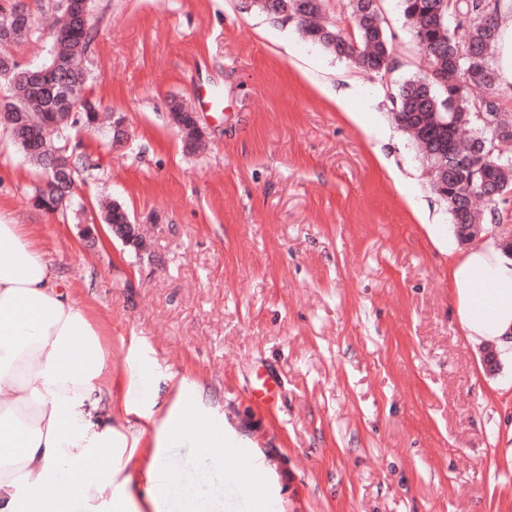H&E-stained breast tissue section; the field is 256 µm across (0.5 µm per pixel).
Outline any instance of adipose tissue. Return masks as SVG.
Returning <instances> with one entry per match:
<instances>
[{
	"instance_id": "adipose-tissue-1",
	"label": "adipose tissue",
	"mask_w": 512,
	"mask_h": 512,
	"mask_svg": "<svg viewBox=\"0 0 512 512\" xmlns=\"http://www.w3.org/2000/svg\"><path fill=\"white\" fill-rule=\"evenodd\" d=\"M456 320L473 343L512 363V256L490 236L449 247ZM157 447L214 439L189 406L172 403ZM128 446L112 424V362L86 308L61 282L24 224L0 215V512H125L113 483Z\"/></svg>"
}]
</instances>
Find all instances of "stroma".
I'll return each instance as SVG.
<instances>
[{"instance_id": "obj_1", "label": "stroma", "mask_w": 512, "mask_h": 512, "mask_svg": "<svg viewBox=\"0 0 512 512\" xmlns=\"http://www.w3.org/2000/svg\"><path fill=\"white\" fill-rule=\"evenodd\" d=\"M9 52L44 62L53 0ZM397 66L372 75L307 42L294 22L244 0H92L86 92L123 113L111 149L72 133L99 163L76 178L75 207L33 205L37 168L0 126V214L28 224L54 270L90 307L112 358V422L138 436L118 474L134 512H155L143 468L152 423L129 413L128 361L152 360L144 400L163 416L181 384L223 417L274 485L253 475L247 512H512V366L487 369L454 314L448 226L418 151L392 117L396 83L426 63L395 0H383ZM344 99H337L338 90ZM204 139L184 150L172 101ZM114 200L136 218L152 262L101 224ZM276 375L273 410L249 387ZM164 449L199 502L235 467Z\"/></svg>"}]
</instances>
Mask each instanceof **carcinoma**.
I'll use <instances>...</instances> for the list:
<instances>
[{
  "instance_id": "obj_1",
  "label": "carcinoma",
  "mask_w": 512,
  "mask_h": 512,
  "mask_svg": "<svg viewBox=\"0 0 512 512\" xmlns=\"http://www.w3.org/2000/svg\"><path fill=\"white\" fill-rule=\"evenodd\" d=\"M351 16L357 32L347 38L330 24L314 20L316 28L307 40L337 56L342 44L350 46L347 59L357 68L373 71L376 64L392 54L378 0H351ZM402 15L426 60V74L408 79L391 94L394 119L425 124L428 138L416 141L424 165L448 167V198L445 199L453 224H475L482 217L461 200L462 193L481 195L485 182L505 185L512 191V170L502 168L499 146L512 140V133L497 137V128L507 125L498 97L499 76L495 48L501 27L491 29L487 19L512 13V0H399ZM35 18L26 0H11L0 22V83L8 94L0 99V113L16 117L9 131L18 148L40 171L44 187L37 192L42 209L55 212L63 204L55 184L49 180L48 163L57 160L70 166L75 176L95 170L91 155L68 152L58 128L55 88L61 81L87 85L85 54L93 40V27L69 15L64 0H56L52 17V46L43 65L54 69L51 78L41 82L28 76L27 68L12 62L7 47L26 37ZM75 118L63 125L67 131L100 128L98 112L79 105ZM129 216L121 205L105 207L103 221L109 227L126 225Z\"/></svg>"
}]
</instances>
